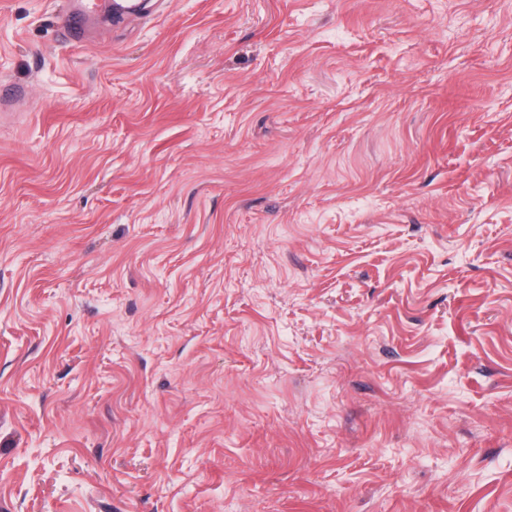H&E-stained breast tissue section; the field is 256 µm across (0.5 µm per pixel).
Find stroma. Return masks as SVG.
Masks as SVG:
<instances>
[{"label":"stroma","instance_id":"stroma-1","mask_svg":"<svg viewBox=\"0 0 512 512\" xmlns=\"http://www.w3.org/2000/svg\"><path fill=\"white\" fill-rule=\"evenodd\" d=\"M0 5V512H512V0ZM67 3V9L60 19V26L78 41L83 40L87 23L94 14L112 9L110 0H68Z\"/></svg>","mask_w":512,"mask_h":512}]
</instances>
